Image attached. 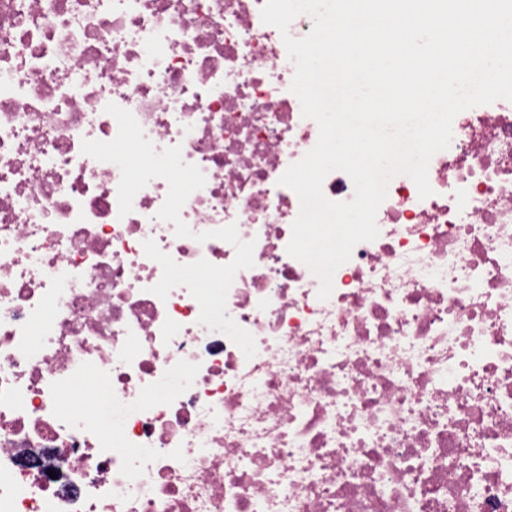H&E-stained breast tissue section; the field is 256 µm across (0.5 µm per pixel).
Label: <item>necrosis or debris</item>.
Returning <instances> with one entry per match:
<instances>
[{"label": "necrosis or debris", "instance_id": "1", "mask_svg": "<svg viewBox=\"0 0 512 512\" xmlns=\"http://www.w3.org/2000/svg\"><path fill=\"white\" fill-rule=\"evenodd\" d=\"M264 4L0 0V512H512V101L455 117L432 196L390 181L320 300L279 183L319 129ZM111 102L204 173L192 231L254 241L227 294L253 357L186 287L152 294L145 240L236 250L157 219L161 178L119 216V167L82 151L117 136ZM25 448L64 478L17 469Z\"/></svg>", "mask_w": 512, "mask_h": 512}]
</instances>
